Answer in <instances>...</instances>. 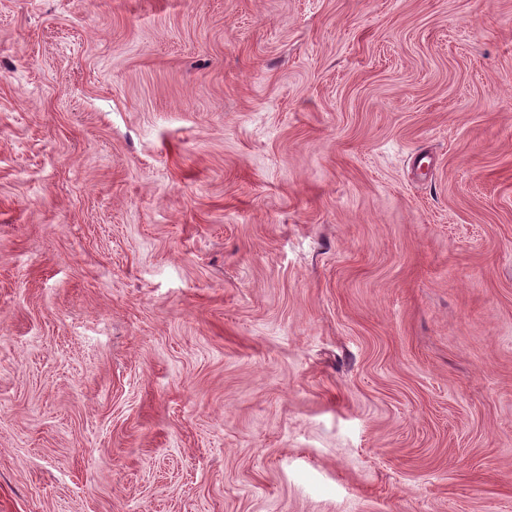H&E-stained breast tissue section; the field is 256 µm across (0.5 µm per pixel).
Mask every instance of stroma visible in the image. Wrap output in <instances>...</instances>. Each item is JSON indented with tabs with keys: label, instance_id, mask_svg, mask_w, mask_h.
<instances>
[{
	"label": "stroma",
	"instance_id": "stroma-1",
	"mask_svg": "<svg viewBox=\"0 0 512 512\" xmlns=\"http://www.w3.org/2000/svg\"><path fill=\"white\" fill-rule=\"evenodd\" d=\"M0 512H512V0H0Z\"/></svg>",
	"mask_w": 512,
	"mask_h": 512
}]
</instances>
